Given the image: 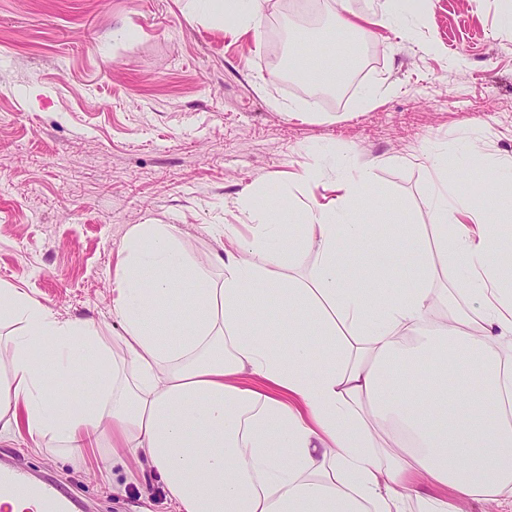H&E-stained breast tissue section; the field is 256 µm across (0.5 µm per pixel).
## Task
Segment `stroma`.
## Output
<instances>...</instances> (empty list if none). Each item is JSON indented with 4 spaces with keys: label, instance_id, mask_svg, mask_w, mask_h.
<instances>
[{
    "label": "stroma",
    "instance_id": "stroma-1",
    "mask_svg": "<svg viewBox=\"0 0 512 512\" xmlns=\"http://www.w3.org/2000/svg\"><path fill=\"white\" fill-rule=\"evenodd\" d=\"M403 6L405 30L352 35L367 66L312 102L269 60L333 55V0H263L245 32L187 0H0V285L121 335L112 288L133 225H174L216 280L225 225L247 221L238 197L299 204L281 174L308 166L330 194L342 160L373 167L394 223H430L432 181L463 169L494 213L480 181L512 159L506 0ZM4 457L61 481L76 512H173L143 462L113 469L106 451L73 460L26 437L1 442Z\"/></svg>",
    "mask_w": 512,
    "mask_h": 512
}]
</instances>
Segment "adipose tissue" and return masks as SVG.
<instances>
[{"label": "adipose tissue", "instance_id": "1", "mask_svg": "<svg viewBox=\"0 0 512 512\" xmlns=\"http://www.w3.org/2000/svg\"><path fill=\"white\" fill-rule=\"evenodd\" d=\"M307 200L280 219L241 196L219 279L174 228L127 233L113 309L123 334L62 320L0 287V441L112 464L145 458L175 512H462L512 497V233L448 183L433 222L378 237L373 170L286 173ZM414 259L396 287L389 259ZM320 364H313V350ZM424 365L415 388L393 367ZM452 374L457 387L440 388ZM91 384L73 404L51 386Z\"/></svg>", "mask_w": 512, "mask_h": 512}]
</instances>
